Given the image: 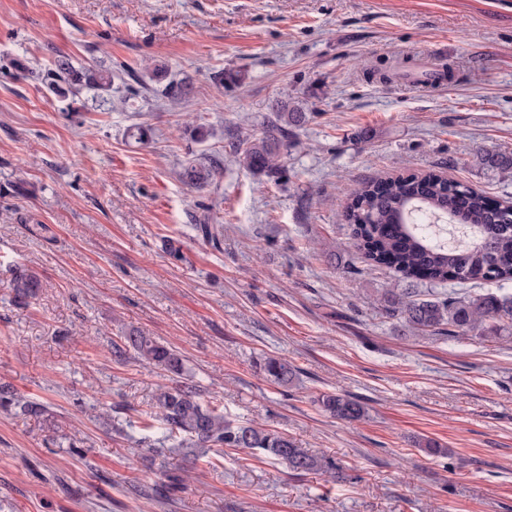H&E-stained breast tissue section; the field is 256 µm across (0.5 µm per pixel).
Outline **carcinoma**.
<instances>
[{
	"mask_svg": "<svg viewBox=\"0 0 512 512\" xmlns=\"http://www.w3.org/2000/svg\"><path fill=\"white\" fill-rule=\"evenodd\" d=\"M87 85L111 87L112 70L93 73L75 69L64 56L57 60L50 83L53 90L77 93ZM306 120L305 112L276 106V118L269 121L261 137L238 135L230 143L235 162L253 175L277 176L283 170L280 150L288 142L289 128ZM476 162L491 173L512 172V152L482 150L476 154ZM217 169L215 161L209 166L189 164L181 176L185 183L201 186ZM341 217L352 227L365 261L393 270L408 283L406 288L386 290L377 302L385 314L403 320L411 331L490 341L512 327V293L437 290L470 280L512 281L511 200L498 201L465 183L425 172L363 183L343 207ZM199 230L213 248H219L223 226L202 224ZM424 284L431 292L420 298L416 287ZM9 288L15 301L26 304L38 295L41 280L32 271L16 268ZM131 354L177 379L175 384L156 390L153 410L143 420L145 429L154 428L155 421L165 426L157 443L146 442L151 451L160 453L156 444L169 442L194 463L213 448L250 449L295 473L317 471L333 479L343 478L336 461L299 447L287 434L235 423L203 404L196 386L180 380L186 372L185 359L176 348L129 327L112 343V357L122 361ZM259 370L284 388L297 378L288 360L277 356L262 359ZM317 402L324 412L340 420L357 421L366 414L362 402L345 394H323ZM0 409H15L36 419L49 411L48 405L21 397L9 384H0Z\"/></svg>",
	"mask_w": 512,
	"mask_h": 512,
	"instance_id": "1",
	"label": "carcinoma"
}]
</instances>
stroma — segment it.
<instances>
[{"mask_svg":"<svg viewBox=\"0 0 512 512\" xmlns=\"http://www.w3.org/2000/svg\"><path fill=\"white\" fill-rule=\"evenodd\" d=\"M61 56L112 70L111 88L50 92ZM444 62L452 82L406 79ZM158 66L186 101L164 97ZM281 102L308 120L282 179L252 175L227 143L261 136ZM481 150L512 151V0H0V382L53 406L0 409V512H512V335L404 332L377 304L396 273L364 262L339 217L359 183L398 173L512 197ZM215 157L208 183L179 178ZM201 224L223 225L221 249ZM17 267L42 280L26 306ZM128 326L181 351L204 404L345 479L247 450L146 453L137 421L167 379L113 360ZM268 355L295 366L292 387L263 376ZM324 393L366 416L330 417ZM166 470L193 476L171 495ZM317 402L324 412L340 420L357 421L366 414V408L362 402L345 394H322Z\"/></svg>","mask_w":512,"mask_h":512,"instance_id":"1","label":"stroma"}]
</instances>
